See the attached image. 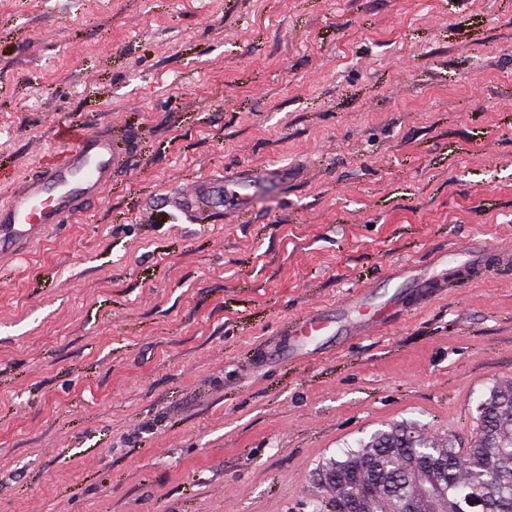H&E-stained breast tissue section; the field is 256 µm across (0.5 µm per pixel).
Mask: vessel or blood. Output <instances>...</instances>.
I'll list each match as a JSON object with an SVG mask.
<instances>
[{"label": "vessel or blood", "mask_w": 512, "mask_h": 512, "mask_svg": "<svg viewBox=\"0 0 512 512\" xmlns=\"http://www.w3.org/2000/svg\"><path fill=\"white\" fill-rule=\"evenodd\" d=\"M58 136L64 145L61 159L45 164L35 175L23 179L0 204V255L8 254L37 236L45 227L66 223L91 201L99 199L112 182L114 153L106 135L79 132L61 125ZM267 169L232 179L238 207H245L251 192L270 178ZM178 202L184 210L221 211L223 189L214 180L193 185ZM398 295L376 303L363 298L335 309L308 315L292 328L295 349H303L316 337L329 333L357 336L383 325L399 307Z\"/></svg>", "instance_id": "1"}]
</instances>
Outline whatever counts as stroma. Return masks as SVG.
<instances>
[{"instance_id": "1", "label": "stroma", "mask_w": 512, "mask_h": 512, "mask_svg": "<svg viewBox=\"0 0 512 512\" xmlns=\"http://www.w3.org/2000/svg\"><path fill=\"white\" fill-rule=\"evenodd\" d=\"M69 122L112 183L0 256V512H333L374 431L473 441L512 380V0H0V203ZM257 167L243 211L173 205ZM399 305L398 293H393L381 303L373 300L367 302L362 297L327 312L304 317L295 328L288 329V335L296 336V351L302 350L317 336H326L329 333V336H358L383 325Z\"/></svg>"}]
</instances>
